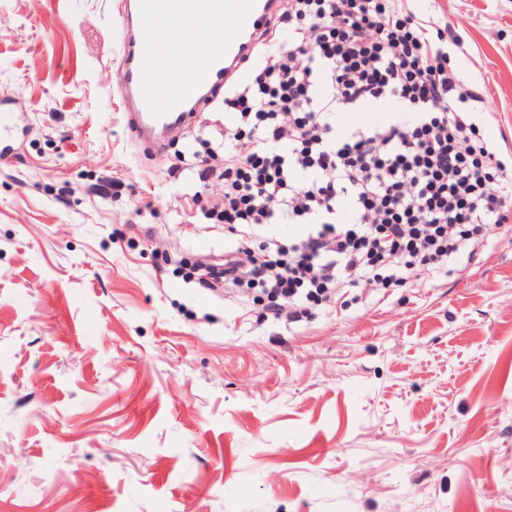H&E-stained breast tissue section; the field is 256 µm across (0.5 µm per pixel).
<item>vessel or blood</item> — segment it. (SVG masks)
<instances>
[{
	"mask_svg": "<svg viewBox=\"0 0 512 512\" xmlns=\"http://www.w3.org/2000/svg\"><path fill=\"white\" fill-rule=\"evenodd\" d=\"M282 0H121L120 79L115 85L131 139L161 150L208 101L249 76L261 35Z\"/></svg>",
	"mask_w": 512,
	"mask_h": 512,
	"instance_id": "obj_1",
	"label": "vessel or blood"
}]
</instances>
